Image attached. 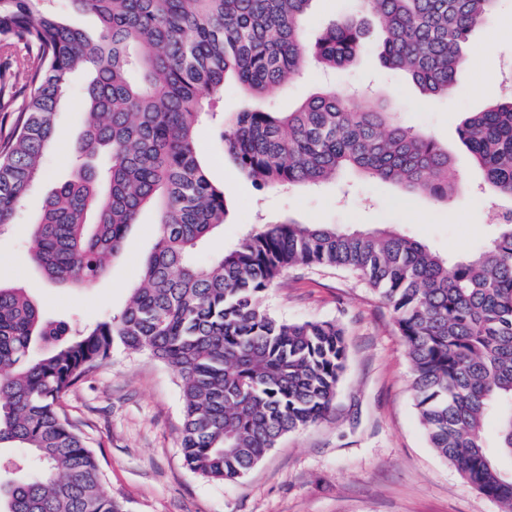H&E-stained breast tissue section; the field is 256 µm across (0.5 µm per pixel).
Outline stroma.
Wrapping results in <instances>:
<instances>
[{"label": "stroma", "instance_id": "1", "mask_svg": "<svg viewBox=\"0 0 512 512\" xmlns=\"http://www.w3.org/2000/svg\"><path fill=\"white\" fill-rule=\"evenodd\" d=\"M354 10V0H313L303 20L305 39L315 41L329 20ZM491 30L502 34L493 49L485 43ZM385 37L377 25L368 24L366 49L349 66L328 77L307 64L293 81L270 91L263 105L289 112L329 87L370 86L374 104L387 105L404 124L447 148L462 177L456 197L445 205L352 171L316 191L259 189L225 157L217 124L205 122L197 131L205 172L223 187L229 214L223 231L199 253V262L283 216L343 230L391 229L422 240L452 263L492 239L491 192L457 128L467 113L483 111L502 95L500 68L512 59V0H501L486 25L471 32L463 52L482 66L463 67L446 96H428L405 72L385 67L379 60ZM20 56L29 65L37 63L34 51L22 50ZM17 57L0 51V140L9 135L22 104L24 74ZM85 83L83 74L71 77L41 175L13 223L0 231V278L26 288L46 318L81 326L125 305L156 241V214L147 209L130 228L124 251L107 275L85 290L48 282L31 261L28 242L43 202L72 176L65 146L82 130ZM263 302L288 322L324 320L342 328L347 360L331 413L285 435L243 478L212 482L182 460L177 373L149 355L115 350L62 404L81 422L99 456L106 492L127 512H499L430 448L413 405L410 363L393 316L360 278L331 268L297 267L275 281Z\"/></svg>", "mask_w": 512, "mask_h": 512}]
</instances>
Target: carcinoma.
<instances>
[{
	"label": "carcinoma",
	"instance_id": "1",
	"mask_svg": "<svg viewBox=\"0 0 512 512\" xmlns=\"http://www.w3.org/2000/svg\"><path fill=\"white\" fill-rule=\"evenodd\" d=\"M312 0H71L97 17V36L65 23L45 0H0V49L34 48L27 93L0 145V229L37 181L56 114L78 70L83 129L73 176L46 198L30 254L51 282L90 288L123 249L142 210L156 209V242L124 308L74 330L44 317L0 279V512H124L104 489L99 460L61 407L117 347L146 353L180 378L185 465L210 481L246 475L281 437L325 418L345 368L332 321L287 322L262 302L296 265L360 277L390 309L411 364L419 423L439 457L512 512V95L472 112L457 135L511 219L478 253L448 269L423 241L391 231L336 229L290 218L245 233L204 264L198 249L223 227L224 189L206 176L197 126L231 79L247 100L220 120L224 149L259 188L314 187L355 169L446 203L459 183L448 151L361 98L325 89L291 112L259 99L312 60L326 69L364 49V19L387 32L379 52L425 93L447 95L463 44L501 0H357L313 42ZM498 417L496 446L487 416Z\"/></svg>",
	"mask_w": 512,
	"mask_h": 512
}]
</instances>
